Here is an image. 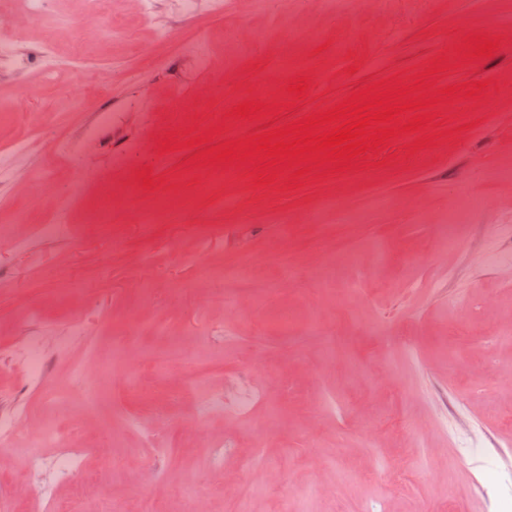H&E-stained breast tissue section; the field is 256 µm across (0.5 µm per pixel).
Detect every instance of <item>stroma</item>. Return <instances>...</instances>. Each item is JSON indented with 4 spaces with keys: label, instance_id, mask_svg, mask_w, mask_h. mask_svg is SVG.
<instances>
[{
    "label": "stroma",
    "instance_id": "1",
    "mask_svg": "<svg viewBox=\"0 0 512 512\" xmlns=\"http://www.w3.org/2000/svg\"><path fill=\"white\" fill-rule=\"evenodd\" d=\"M223 2L219 10L199 0L185 16L176 0H155L146 17L139 0H112L108 13H82L76 29L68 19L82 12L80 0H56L51 19L19 34L21 65L0 67V144L27 143L0 169V222L22 210L32 229L29 251L0 250V411L17 410L21 422L0 481L13 482L26 431L48 416L7 353L39 336L47 384L68 397L64 424L112 451L111 468L87 460L97 494L128 501L132 512H173L189 489L206 512H279L285 500L294 512H512V269L485 262L512 249L498 233L512 226V181L493 176L512 163V40L442 72L440 89L489 86L480 98L438 104L436 125L425 129L435 145L411 153L416 136L402 134L368 153L363 170L311 171L291 189L285 171L258 185L252 163L228 179L223 167L191 166L194 148L158 151L177 123L201 136L223 117L218 145L325 112L394 75L410 84L446 44L512 19V0H421L413 14L401 0L375 13L354 0ZM117 22L134 38L95 51ZM244 26L263 41L237 43ZM284 27L312 36L311 84L297 100L277 37ZM196 41L229 79L188 99L179 90L199 81ZM48 49L57 55L50 81L41 67ZM102 68L105 84L93 76ZM276 70L283 109L233 118ZM36 168L50 180L31 184ZM144 169L154 188H137ZM106 181L117 201L105 234L88 218ZM162 191L180 202L176 217L149 229L134 223ZM330 195L360 223L339 224L338 211L322 206ZM228 197L249 221L225 208ZM463 206L468 222L449 223ZM61 210L72 237L41 238L39 226ZM449 232L458 238L452 251L439 243ZM330 238L381 255L354 271L357 297L338 300L315 276ZM245 265L250 276L237 283ZM75 320L88 336L69 338ZM405 333L412 345L400 343ZM95 347L131 355L105 380L111 398L97 417L84 411L85 381L73 373L91 366ZM134 388L147 399L129 400ZM160 412L171 426L147 476L135 422Z\"/></svg>",
    "mask_w": 512,
    "mask_h": 512
}]
</instances>
